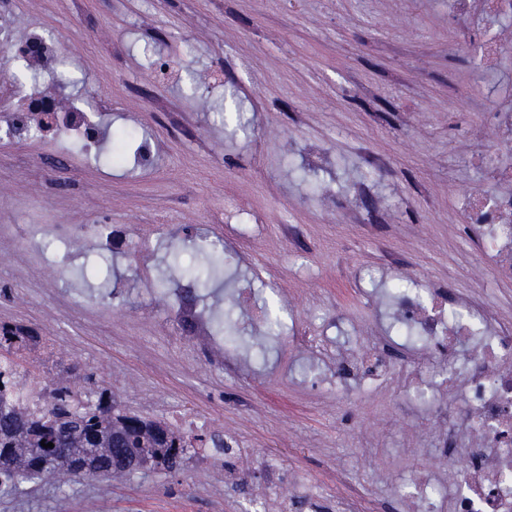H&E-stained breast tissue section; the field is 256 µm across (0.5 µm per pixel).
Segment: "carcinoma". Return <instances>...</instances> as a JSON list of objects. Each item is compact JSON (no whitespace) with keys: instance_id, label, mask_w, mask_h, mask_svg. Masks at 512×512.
I'll list each match as a JSON object with an SVG mask.
<instances>
[{"instance_id":"obj_1","label":"carcinoma","mask_w":512,"mask_h":512,"mask_svg":"<svg viewBox=\"0 0 512 512\" xmlns=\"http://www.w3.org/2000/svg\"><path fill=\"white\" fill-rule=\"evenodd\" d=\"M195 250L205 255L207 266L189 267L195 277H210L222 257L203 244ZM14 376L0 371V494L12 495L29 482L51 477L96 480L112 474L131 475L125 464L130 448H145L153 467L177 471L187 457L207 442L224 447V438L181 432L165 421H145L129 415L105 397L107 388L86 392V400L72 399L67 382L57 381L52 399L36 412L13 404ZM54 447H43L41 442Z\"/></svg>"}]
</instances>
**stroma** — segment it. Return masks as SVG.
Wrapping results in <instances>:
<instances>
[{"instance_id":"1","label":"stroma","mask_w":512,"mask_h":512,"mask_svg":"<svg viewBox=\"0 0 512 512\" xmlns=\"http://www.w3.org/2000/svg\"><path fill=\"white\" fill-rule=\"evenodd\" d=\"M14 39L32 27L56 41L70 95L86 89L113 103L107 123L159 145L155 162L112 168L96 157L50 184L46 149L0 133V224L124 225L137 236L161 224L157 279L193 260H173L168 241L211 220L246 261L213 279L205 303L228 307V288L275 277L307 321L343 311L356 333L337 338L356 352L375 336L376 315L356 274L386 269L459 294H482L512 320V284L496 280L458 217L459 195L499 184L472 168L485 137L478 111L512 101V32L494 23L461 35L448 0H0ZM500 34L502 78L475 55L481 35ZM182 60L197 86L185 97L144 62L146 42ZM456 53H449V43ZM221 101L207 115L197 99ZM182 111L191 139L174 137L163 106ZM393 174L363 201L344 193L373 178L372 156ZM40 241L0 239V322L55 337L61 368L84 389L108 384L123 411L170 420L188 407L206 430L247 449L249 487L225 482L205 457L170 473L51 480L0 496V512H242L264 490L263 464L304 480L329 499L363 498L367 512H406L396 489L421 471L448 469L430 434L395 412L386 381L350 402L316 380L273 378L226 365L202 339L162 324L164 299L124 262L92 254L90 289L79 269L49 263ZM152 307L156 315L145 318Z\"/></svg>"}]
</instances>
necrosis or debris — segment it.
Wrapping results in <instances>:
<instances>
[{
  "label": "necrosis or debris",
  "instance_id": "4bbe7bcc",
  "mask_svg": "<svg viewBox=\"0 0 512 512\" xmlns=\"http://www.w3.org/2000/svg\"><path fill=\"white\" fill-rule=\"evenodd\" d=\"M20 49L39 64L51 81H58L60 58L55 44L38 28H31ZM23 122L30 136L47 139L50 150L77 142L99 141L98 120L74 111L56 90H31L28 83L12 82L0 89V131ZM478 124L491 131L473 152L474 165L506 186L487 196L464 192L460 208L466 227L497 278L512 279V160L501 143L512 142V110L482 112ZM91 244L101 253L131 252L142 279L152 273L151 246L156 227H149L133 244H125L119 224H94ZM191 282H174L164 321L194 336L224 343V328L205 307L189 301ZM283 282L266 280L263 290L239 282L233 302L247 313L246 329L255 336H274L305 349L322 360L321 379L334 381L340 398L351 388H367L382 378L396 381L401 397L398 410L432 427L433 441L442 457L459 462L447 477L424 471L401 491L410 512H512V322L500 319L479 298H457L445 287H432L408 277L401 289L385 292L388 307L385 333L366 352L340 359L333 352V330L339 322L300 324L286 309L277 328L269 326L267 298L280 296ZM56 342L45 336L22 338L0 360L12 364L16 388L30 400L50 397L55 383L49 365ZM268 488L279 491L283 502L302 512H322L323 495L312 485L284 484L276 466L265 469Z\"/></svg>",
  "mask_w": 512,
  "mask_h": 512
}]
</instances>
